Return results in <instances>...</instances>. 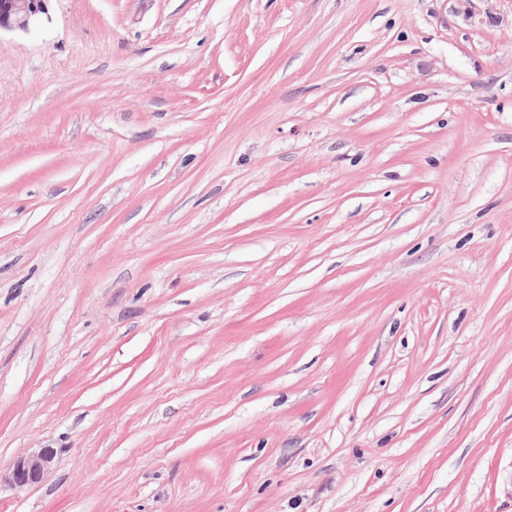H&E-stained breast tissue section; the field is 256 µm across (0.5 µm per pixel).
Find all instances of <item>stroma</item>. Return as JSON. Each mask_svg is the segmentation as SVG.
I'll use <instances>...</instances> for the list:
<instances>
[{"mask_svg": "<svg viewBox=\"0 0 512 512\" xmlns=\"http://www.w3.org/2000/svg\"><path fill=\"white\" fill-rule=\"evenodd\" d=\"M0 512H512V0H51L0 35ZM54 459L55 452L52 448H39L31 454L21 456L7 475L3 476L0 472V484L6 482L14 489H23L39 483L52 469Z\"/></svg>", "mask_w": 512, "mask_h": 512, "instance_id": "obj_1", "label": "stroma"}]
</instances>
